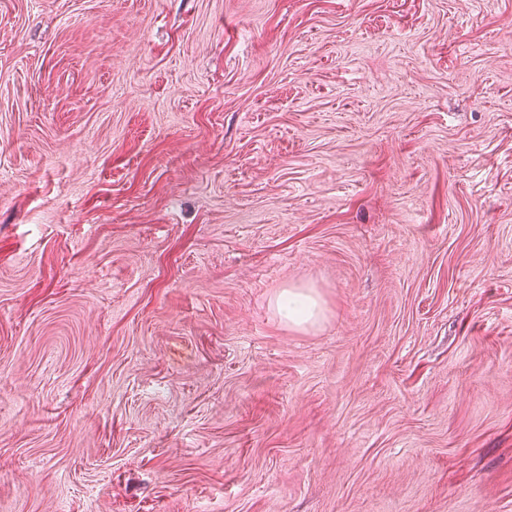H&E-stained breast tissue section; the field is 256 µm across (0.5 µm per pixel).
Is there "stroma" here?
<instances>
[{"instance_id": "stroma-1", "label": "stroma", "mask_w": 512, "mask_h": 512, "mask_svg": "<svg viewBox=\"0 0 512 512\" xmlns=\"http://www.w3.org/2000/svg\"><path fill=\"white\" fill-rule=\"evenodd\" d=\"M0 512H512V0H0ZM275 307L283 321L298 329L312 326L322 317L321 304L310 289L282 290L276 297Z\"/></svg>"}]
</instances>
